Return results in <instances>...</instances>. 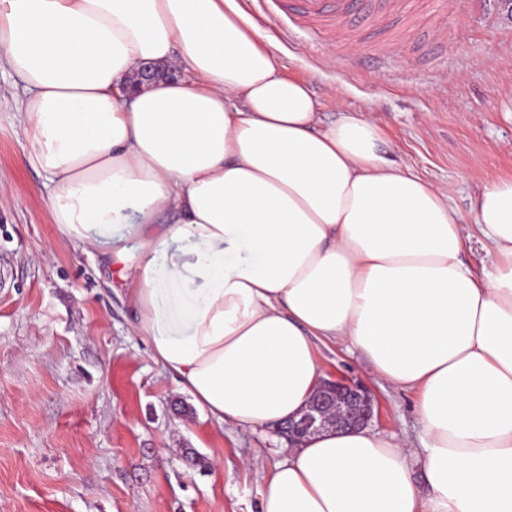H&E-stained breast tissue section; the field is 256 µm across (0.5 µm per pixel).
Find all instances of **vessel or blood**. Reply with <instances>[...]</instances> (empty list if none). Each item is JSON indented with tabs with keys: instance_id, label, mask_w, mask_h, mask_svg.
<instances>
[{
	"instance_id": "obj_1",
	"label": "vessel or blood",
	"mask_w": 512,
	"mask_h": 512,
	"mask_svg": "<svg viewBox=\"0 0 512 512\" xmlns=\"http://www.w3.org/2000/svg\"><path fill=\"white\" fill-rule=\"evenodd\" d=\"M275 14L294 12L296 22L320 31L345 26L358 34L367 29L391 32L395 21L406 18L410 0H272Z\"/></svg>"
}]
</instances>
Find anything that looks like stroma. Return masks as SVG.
Returning <instances> with one entry per match:
<instances>
[{"label": "stroma", "instance_id": "obj_1", "mask_svg": "<svg viewBox=\"0 0 512 512\" xmlns=\"http://www.w3.org/2000/svg\"><path fill=\"white\" fill-rule=\"evenodd\" d=\"M286 77L311 84L323 117L372 118L381 154L445 190L463 223L483 186L512 176V0H415L422 34L376 56L372 39L281 22L244 0ZM22 87L0 56V512H257L261 474L288 445L271 429L218 428L179 391L131 330L132 309L80 240L54 222L27 157ZM327 375L365 381L372 430L418 441L416 392L369 375L358 351L319 347ZM205 457L196 465L192 455Z\"/></svg>", "mask_w": 512, "mask_h": 512}]
</instances>
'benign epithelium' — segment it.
<instances>
[{"label":"benign epithelium","mask_w":512,"mask_h":512,"mask_svg":"<svg viewBox=\"0 0 512 512\" xmlns=\"http://www.w3.org/2000/svg\"><path fill=\"white\" fill-rule=\"evenodd\" d=\"M176 70L146 64L133 85L141 86L158 78H174ZM378 417V406L367 385L352 379L329 378L302 411L299 419L275 425V432L293 445L300 439L328 429L349 430L367 427Z\"/></svg>","instance_id":"obj_1"}]
</instances>
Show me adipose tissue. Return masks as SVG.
<instances>
[{
    "mask_svg": "<svg viewBox=\"0 0 512 512\" xmlns=\"http://www.w3.org/2000/svg\"><path fill=\"white\" fill-rule=\"evenodd\" d=\"M0 54L55 223L110 268L133 331L218 425L299 415L321 344L418 392L419 445L306 437L258 512H512V177L473 202L497 257L475 273L447 194L383 156L367 116L323 122L242 0H0ZM146 63L184 75L123 95Z\"/></svg>",
    "mask_w": 512,
    "mask_h": 512,
    "instance_id": "ef3b65f1",
    "label": "adipose tissue"
}]
</instances>
